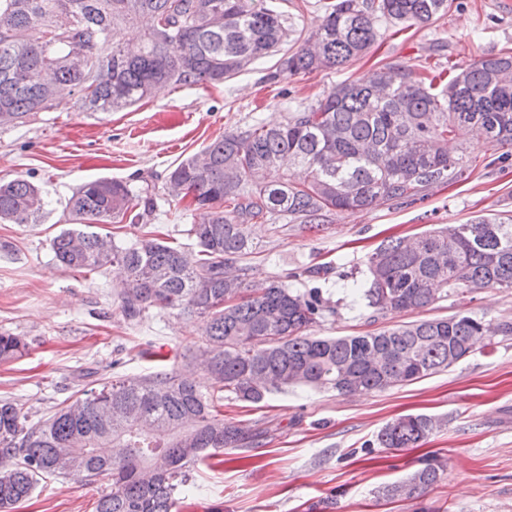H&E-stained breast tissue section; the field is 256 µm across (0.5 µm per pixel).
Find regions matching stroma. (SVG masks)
Masks as SVG:
<instances>
[{
	"label": "stroma",
	"instance_id": "35a3bbf8",
	"mask_svg": "<svg viewBox=\"0 0 512 512\" xmlns=\"http://www.w3.org/2000/svg\"><path fill=\"white\" fill-rule=\"evenodd\" d=\"M504 51L512 52V7L503 0H454L431 26L399 32L382 25L368 55L338 71L271 84L264 77L275 60L268 57L218 86H167L118 112L84 111L73 96L23 124L0 127V179L33 181L49 201L41 223L0 224V334L28 344L21 357L0 363V400L18 403L34 422L82 389L84 372L100 379L151 373L140 356L145 342L173 356L192 354L205 340V321L195 314L152 308L141 322L126 320L112 267L86 274L55 264L51 243L73 227L66 204L81 184L112 178L153 199V212L139 223L104 225L116 242L154 231L193 254L198 246L190 229L201 215L168 199L166 177L224 132L284 120L339 82L372 77L386 64L464 65ZM467 156V180L432 187L413 201L335 212L313 230L283 216L253 225L257 248L244 259L251 280L285 281L331 261L336 271L323 287L336 299L340 274L365 278L368 253L388 237L512 215V157L498 144L476 141ZM461 312L512 322V289L451 295L424 309L377 318L342 305L312 332L364 335ZM418 413L445 416L448 424L416 448L379 446L377 434L386 423ZM224 417L258 424L266 436L251 448L225 449L223 465H192L194 489L180 512H315L322 500L338 512H512V335L493 337L448 370L403 387L364 395L295 388L257 405L228 398ZM426 455L442 467L433 487L413 500L382 496V486L404 479ZM110 489L107 476L52 477L12 512H95Z\"/></svg>",
	"mask_w": 512,
	"mask_h": 512
}]
</instances>
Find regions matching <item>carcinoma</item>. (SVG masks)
<instances>
[{
    "instance_id": "1",
    "label": "carcinoma",
    "mask_w": 512,
    "mask_h": 512,
    "mask_svg": "<svg viewBox=\"0 0 512 512\" xmlns=\"http://www.w3.org/2000/svg\"><path fill=\"white\" fill-rule=\"evenodd\" d=\"M450 6L327 0L321 22L306 32L265 0H0V111L8 113L0 125L22 123L77 93L87 110L110 112L167 85H219L288 42L266 80L339 70L376 43L379 22L428 27ZM140 18L150 25L132 54L123 31ZM77 47L89 59L81 68ZM475 139L512 147L511 53L451 64L444 73L385 65L368 82L346 80L283 122L228 131L181 161L167 185L176 200L192 196L203 211L190 229L199 247L194 260L157 238L105 242L93 227L142 218L139 194L107 178L82 184L68 200L79 228L53 238L54 261L80 272L112 266L123 278L129 321L150 307L206 318L195 359L213 384L203 391L148 345L140 354L154 372L84 390L43 420L30 424L16 403L1 401L0 510L39 481L77 470L111 477L96 512H179V493L191 489L189 465L266 434L224 420L223 393L258 404L296 387L382 392L448 369L488 346L482 336L511 335V322L494 326L464 312L366 335L313 337L309 329L336 306L321 287L301 284L327 278L333 267H308L293 275L295 286L255 285L241 263L253 251L251 222L279 214L312 225L333 210L362 211L460 181L470 170L465 146ZM285 161L300 168V180L282 170ZM46 206L39 185L0 182V223L38 224ZM366 268L365 280L341 276V288L348 306L373 314L423 309L450 291L512 288V217L384 241ZM26 348L22 338L0 334V362ZM446 423L405 415L377 441L414 448ZM439 478L440 465L427 458L386 492L416 499Z\"/></svg>"
}]
</instances>
